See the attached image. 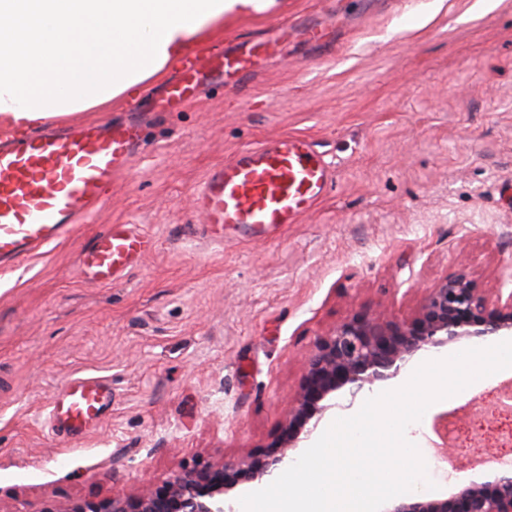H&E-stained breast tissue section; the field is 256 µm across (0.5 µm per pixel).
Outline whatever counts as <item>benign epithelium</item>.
Instances as JSON below:
<instances>
[{"instance_id": "7a95c632", "label": "benign epithelium", "mask_w": 512, "mask_h": 512, "mask_svg": "<svg viewBox=\"0 0 512 512\" xmlns=\"http://www.w3.org/2000/svg\"><path fill=\"white\" fill-rule=\"evenodd\" d=\"M504 331L512 332V290L489 294L460 264L426 290L414 318L359 312L315 339L278 451L185 467L166 480L162 497L151 487L133 496L118 491L103 502H74L64 512H232L226 500L240 481L276 478L338 400L353 401L365 388L395 377L423 349ZM381 512H512V469L498 468L486 481L466 480L445 500H394Z\"/></svg>"}]
</instances>
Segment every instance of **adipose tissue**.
<instances>
[{
	"mask_svg": "<svg viewBox=\"0 0 512 512\" xmlns=\"http://www.w3.org/2000/svg\"><path fill=\"white\" fill-rule=\"evenodd\" d=\"M276 0H0V134L104 109Z\"/></svg>",
	"mask_w": 512,
	"mask_h": 512,
	"instance_id": "adipose-tissue-1",
	"label": "adipose tissue"
}]
</instances>
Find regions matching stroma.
I'll return each instance as SVG.
<instances>
[{"label": "stroma", "mask_w": 512, "mask_h": 512, "mask_svg": "<svg viewBox=\"0 0 512 512\" xmlns=\"http://www.w3.org/2000/svg\"><path fill=\"white\" fill-rule=\"evenodd\" d=\"M334 22L326 50L274 56L247 92L206 85L175 112L145 104L144 152L90 223L16 271L0 270V512H63L161 487L182 468L275 451L315 338L351 314L413 315L464 256L482 287L512 256V0H277L225 22ZM308 137L336 168L300 223L208 241L193 193L265 138ZM111 224L156 246L121 281L81 277ZM112 387L105 420L73 437L50 403L73 377ZM512 374L436 406L453 424L457 482L503 443L486 423Z\"/></svg>", "instance_id": "stroma-1"}]
</instances>
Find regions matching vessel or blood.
I'll list each match as a JSON object with an SVG mask.
<instances>
[{
  "mask_svg": "<svg viewBox=\"0 0 512 512\" xmlns=\"http://www.w3.org/2000/svg\"><path fill=\"white\" fill-rule=\"evenodd\" d=\"M329 45L322 24L281 22L274 30L226 45L203 43L173 65L174 76L159 109L169 112L191 99L205 82L243 86L245 79L293 38ZM143 127L135 112L103 122L44 125L0 140V268L24 267L45 247L88 223L112 196V177L143 148ZM334 167L300 135L268 138L212 167L195 200L212 241L229 226L264 233L296 224L327 195ZM154 245L133 224H112L79 258L84 277L109 284L121 279ZM111 389L101 379L68 380L52 402L55 427L78 435L105 417Z\"/></svg>",
  "mask_w": 512,
  "mask_h": 512,
  "instance_id": "obj_1",
  "label": "vessel or blood"
}]
</instances>
